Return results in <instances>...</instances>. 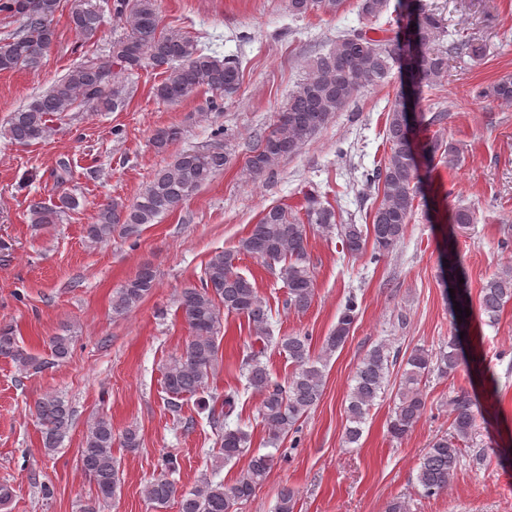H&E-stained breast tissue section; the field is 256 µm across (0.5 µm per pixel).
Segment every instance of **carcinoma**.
I'll list each match as a JSON object with an SVG mask.
<instances>
[{
  "mask_svg": "<svg viewBox=\"0 0 512 512\" xmlns=\"http://www.w3.org/2000/svg\"><path fill=\"white\" fill-rule=\"evenodd\" d=\"M345 0H288L292 15L303 17L317 10L334 15ZM60 0H0V15L14 18L20 26L0 39V72L25 68L37 70L55 40L52 21ZM365 26L340 34L325 53L312 63V74L297 83L277 113L271 129L251 149L243 172L259 178L275 170L280 160L297 154L309 139L329 120L342 111L365 84L381 83L393 67L405 76L404 96L417 97L423 87H437L448 70V54L425 53L423 46L437 33L445 32V18L427 7L423 0H398L394 7L402 32L392 36L391 29L380 24L389 10V0H358ZM121 24L122 33L112 41L105 56H85L47 91L36 95L22 108L11 113L5 135L15 144L28 146L48 139L52 128L50 115H61L78 106L96 112H116L126 106L127 82L141 71L159 72L161 80L153 85V96L165 103L180 102L200 90L213 94L210 110L221 108V101L237 93L242 70L239 62L209 53L197 38L161 24L158 0H78L70 14L76 35L88 42L97 38L105 10ZM476 96L487 102L512 103V77L480 85ZM410 109L405 103L391 108L386 117L384 140L386 151L380 164L365 174L366 181L377 185L376 204L369 224H339L335 210L322 204L312 191L303 192L305 217L301 218L283 205L264 211L251 225L238 245L214 253L204 266L200 285L180 289L177 311L189 330L180 354L162 365L163 388L168 395L167 407L186 429L196 425L192 417L181 416L183 401L199 397L198 408L207 412V421L217 434L219 453L228 462L244 455L250 448L251 434L242 428L227 427L236 410L240 390L229 389L220 395L211 391V380L218 361L219 335L223 314L247 318L252 324L259 346L241 362L246 388L261 395L259 418L271 442L295 432L297 423L319 402L324 387V371L331 356L342 346L353 328L358 312L355 299H349L336 326L326 337L321 354L311 355V338L304 335L273 336L269 309L257 288L236 271L234 262L240 255L263 261L269 271L287 288L286 304L306 310L314 295V276L306 250L307 229L315 224L324 231H337L343 250L351 257H361L372 248L377 260L390 253L404 238L417 208L420 193L417 172L420 159L437 158L453 167L460 163L458 146L437 134L418 152L410 136ZM177 127L161 129L153 136L159 152L181 138ZM229 163V155L219 146L205 144L179 153L160 168L135 202L125 205L116 200L96 207L90 224L84 228L91 243L112 239L118 232L125 237L136 235L145 224L173 211L189 199ZM77 207L70 195H62L52 205L38 200L29 204L30 223L56 224L63 214ZM450 222L461 229L474 223L468 207L452 211ZM156 273L144 266L118 288L112 296V313L122 316L137 307L155 286ZM479 309L489 326L497 324L503 309L512 303V267L507 266L486 279L480 288ZM275 346L296 365L286 384L272 380L262 362L269 347ZM51 357L64 361L70 353V339H50ZM0 356L10 359L22 370H39L45 362L18 344L10 325L0 326ZM390 347L381 343L372 348L357 367L354 385L348 394L346 443L359 441L363 424L380 394L384 393L393 364ZM460 366L457 342L433 352L413 348L404 357L398 385V403L389 417L388 432L395 439L407 436L426 409L421 389L422 379L432 369L443 376L454 374ZM451 431L435 439L417 463V482L421 494L430 498L444 492L454 479L462 445L473 440L476 416L475 401L459 392L449 400ZM40 424L42 447L46 454L57 451L73 424L71 407L55 393H48L35 404ZM129 452L141 445L135 427H128L115 437L112 423L96 419L87 429L78 461L83 472L96 485L94 500L82 506V512H99L101 505L115 496L121 484L120 463L112 455L115 443ZM275 465L272 453L254 454L247 468L230 485L205 477L194 490L177 495V486L169 478L158 477L144 487V497L155 512H164L177 501L178 512H236V506L248 501ZM295 492L280 490L275 512H294Z\"/></svg>",
  "mask_w": 512,
  "mask_h": 512,
  "instance_id": "1",
  "label": "carcinoma"
}]
</instances>
